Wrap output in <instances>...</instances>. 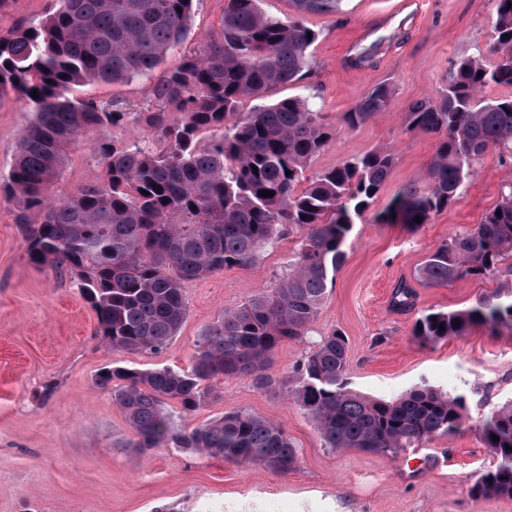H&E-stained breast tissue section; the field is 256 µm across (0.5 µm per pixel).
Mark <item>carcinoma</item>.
<instances>
[{"instance_id":"obj_1","label":"carcinoma","mask_w":512,"mask_h":512,"mask_svg":"<svg viewBox=\"0 0 512 512\" xmlns=\"http://www.w3.org/2000/svg\"><path fill=\"white\" fill-rule=\"evenodd\" d=\"M193 2L55 0L45 16L1 29L0 99L15 95L30 119L0 191L17 203L27 261L68 274L96 314L97 335L127 351L158 352L176 336L188 315L184 283L248 267L276 245L283 227L296 229L299 243L278 288L224 312L202 337L190 370L113 367L96 377L127 417L132 447L182 443L210 457L286 473L298 451L281 424L232 411L185 435L166 405L198 410L211 395L208 382L219 377L249 374L260 387L272 383L266 373L271 355L283 341L307 333L328 280L345 260L355 219L386 183L394 154L371 150L310 176L308 162L337 127L303 97L267 101L272 89L300 81L311 68L318 33L304 17L335 13L342 0H292L295 14L283 18L266 13L262 0H226L221 36L156 80L165 55L185 41ZM495 4L488 53L496 65L463 60L440 101L411 106L408 130L445 136L426 174L428 188L403 186L380 222L413 224L418 216L428 223L452 204L489 147L512 153V97L480 96L491 84L512 86V0ZM133 80L151 85L148 104L138 112L112 99L73 95L87 83ZM391 97L389 84H376L343 113L342 126L359 127L385 111ZM247 98L256 105L244 112ZM129 125L150 137L121 140L108 133ZM83 136L90 137L106 179L54 199L68 149ZM264 190L273 195L261 196ZM509 255L512 184L481 223L429 255L420 277L437 286L492 277ZM415 297L408 281L394 285L395 308L412 309ZM502 324L512 326V285L466 309L426 311L415 320L413 336L437 343L474 326L494 331ZM289 394L327 447L391 459L453 435L466 410L463 396L426 385L393 400L353 390L347 342L336 331L298 365ZM481 434L496 463L475 477L470 495L512 498V402L490 412Z\"/></svg>"}]
</instances>
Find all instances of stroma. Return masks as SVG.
<instances>
[{
	"mask_svg": "<svg viewBox=\"0 0 512 512\" xmlns=\"http://www.w3.org/2000/svg\"><path fill=\"white\" fill-rule=\"evenodd\" d=\"M342 0L334 14L306 16L318 32L312 68L299 82L271 91V98L309 99L338 122L373 85L393 96L384 112L353 130L341 129L315 156L318 173L367 151L388 147L395 164L379 196L353 226L344 263L306 336L284 341L273 353L271 387L252 376L213 380V394L190 414L167 411L182 433L230 411H247L285 426L299 460L288 472L201 455L171 444L133 448V431L110 390L95 383L105 367L189 370L197 343L224 312L275 288L295 247L284 232L252 265L231 267L184 285L187 319L158 353L112 348L96 334L90 304L68 275L28 263L14 201L0 195V512H512V499H473V477L492 467L479 424L493 408L512 401V328L470 329L436 344L412 335L418 312L466 308L504 286L507 276L468 278L432 286L418 271L440 244L481 223L512 182V153L488 148L454 203L429 223L376 221L405 184L423 182L439 136L408 130L412 103L437 101L457 63L482 57L494 38L493 0ZM224 0H194L190 31L164 69L178 66L208 37L219 36ZM373 49L372 65L354 67L355 49ZM75 96L115 99L138 111L147 83L76 87ZM29 114L22 100L0 99V178L11 169ZM105 171L87 138L71 146L54 187L67 195L102 182ZM416 291L415 308L395 309L398 280ZM341 331L348 344L354 390L390 400L425 384L466 398V419L452 436L408 449L398 459L327 447L315 425L289 397L296 366L321 337Z\"/></svg>",
	"mask_w": 512,
	"mask_h": 512,
	"instance_id": "obj_1",
	"label": "stroma"
}]
</instances>
